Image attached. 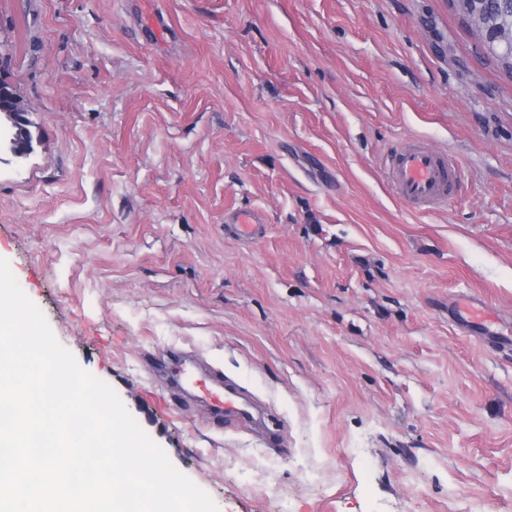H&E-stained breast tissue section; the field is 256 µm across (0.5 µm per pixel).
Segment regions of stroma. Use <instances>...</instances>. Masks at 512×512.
<instances>
[{
  "label": "stroma",
  "mask_w": 512,
  "mask_h": 512,
  "mask_svg": "<svg viewBox=\"0 0 512 512\" xmlns=\"http://www.w3.org/2000/svg\"><path fill=\"white\" fill-rule=\"evenodd\" d=\"M0 78V258L219 512H512V78L448 0H0ZM410 136L442 208L391 190ZM170 346L282 447L157 401ZM0 112L10 119V126L0 125V141L6 142L12 135V127L17 126V131L26 129L25 125L31 123L28 113L20 106L19 99L10 85L0 80ZM388 179L401 202L428 211L448 201L456 190L459 170L452 156L407 139L391 157Z\"/></svg>",
  "instance_id": "35a3bbf8"
}]
</instances>
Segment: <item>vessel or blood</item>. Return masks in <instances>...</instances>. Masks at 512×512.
Instances as JSON below:
<instances>
[{"mask_svg":"<svg viewBox=\"0 0 512 512\" xmlns=\"http://www.w3.org/2000/svg\"><path fill=\"white\" fill-rule=\"evenodd\" d=\"M398 199L413 209L428 211L445 204L457 187L459 170L452 156L440 154L416 139L405 140L391 157L388 170ZM173 365L177 387L205 403L212 419L231 427L250 419L248 393L216 367L200 368L197 361L158 357Z\"/></svg>","mask_w":512,"mask_h":512,"instance_id":"b4317fda","label":"vessel or blood"}]
</instances>
